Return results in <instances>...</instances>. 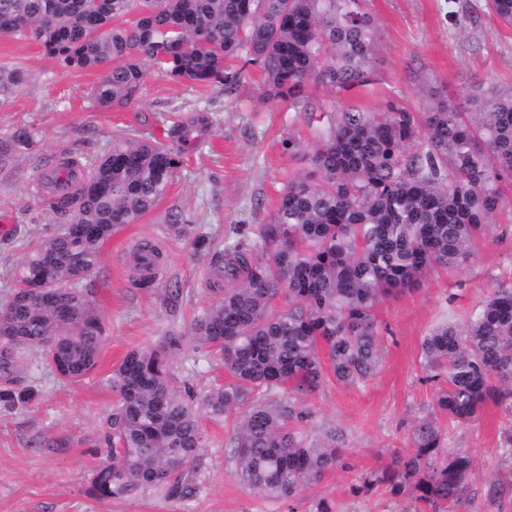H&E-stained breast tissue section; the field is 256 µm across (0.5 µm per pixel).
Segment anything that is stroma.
I'll return each instance as SVG.
<instances>
[{
  "mask_svg": "<svg viewBox=\"0 0 512 512\" xmlns=\"http://www.w3.org/2000/svg\"><path fill=\"white\" fill-rule=\"evenodd\" d=\"M360 7L376 28L371 83L335 92L311 82L305 112L269 97L253 65L241 71L230 96L223 86L197 88L151 68L131 102L101 110L90 100L99 73H62L33 42L0 38V64L17 63L29 72L28 83L0 106V139L20 127L30 134L29 145L0 165V304L12 293L16 267L29 248L65 224L35 190L51 161L66 153L95 160L127 130L157 135L181 113L208 108L214 117L211 132L184 156L166 197L101 247L100 263L86 282L106 326L96 368L67 383L31 353L0 369V512H315L321 499L335 512H418L417 502L380 490L356 495L351 488L408 447L412 425L431 409L437 384L423 366L424 337L441 322L465 319L487 289L512 284V201L467 264L435 269L419 288L381 305L382 360L367 384L331 380L303 397L313 412L314 435L331 427L341 432L343 458L294 502L241 486L224 446L241 417L237 410L221 419L200 414L203 449L190 469L192 497L145 491L105 501L90 493L109 446L107 418L115 396L108 377L126 352L157 345L176 330L186 336L173 360L176 384L198 398L227 381L223 363L189 337L195 315L216 298L207 244L229 246L257 235L287 183L306 171L303 155L332 105L381 112L393 104L417 114L437 92L456 96L485 79L512 83V28L485 0H457L453 21L446 0H360ZM289 138L295 150L287 149ZM175 212L194 226V237L169 234ZM143 240L158 242L164 251L150 289L134 285L130 268V251ZM447 430L449 447L468 450L476 463L465 512H512V454L505 443L512 432V399L488 403L472 423Z\"/></svg>",
  "mask_w": 512,
  "mask_h": 512,
  "instance_id": "35a3bbf8",
  "label": "stroma"
}]
</instances>
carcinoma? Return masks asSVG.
Instances as JSON below:
<instances>
[{
    "label": "carcinoma",
    "mask_w": 512,
    "mask_h": 512,
    "mask_svg": "<svg viewBox=\"0 0 512 512\" xmlns=\"http://www.w3.org/2000/svg\"><path fill=\"white\" fill-rule=\"evenodd\" d=\"M486 6L512 25V0ZM16 36L64 72H103L92 92L100 109L130 102L151 66L231 91L235 60L257 66L271 95L298 107L308 105L314 78L339 91L369 83L374 21L357 0H0V38ZM25 80L23 67L0 65V103ZM212 124L204 108L173 121L161 140L115 139L92 165L68 154L42 176L49 210L96 234L63 231L29 250L0 306L1 366L29 350L69 382L96 366L105 326L83 282L104 240L155 208ZM29 140L16 129L0 143V160ZM308 161L310 172L283 189L255 240L211 249L213 286L227 288L194 318L192 333L231 381L198 402L181 397L172 383L171 358L183 348L175 333L129 351L112 371V448L94 475L95 497L191 496L201 410L221 418L246 407L225 447L252 493L292 501L335 469L340 435L312 436L300 397L330 377L367 382L379 365L384 300L430 270L468 262L512 190V85H470L462 102L439 98L417 118L395 107H339ZM160 259L153 243L139 244L137 268L147 273L139 286L152 284ZM422 354L429 378L445 385L414 424L410 447L353 492L459 512L476 464L448 447L438 416L469 423L487 403L512 398V286L491 288L463 323L438 325Z\"/></svg>",
    "instance_id": "1"
}]
</instances>
